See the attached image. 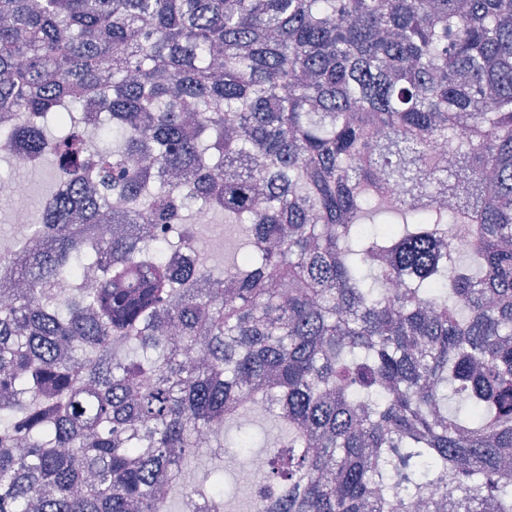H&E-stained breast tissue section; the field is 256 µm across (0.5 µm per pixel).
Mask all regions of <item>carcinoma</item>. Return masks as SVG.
Instances as JSON below:
<instances>
[{
  "instance_id": "obj_1",
  "label": "carcinoma",
  "mask_w": 512,
  "mask_h": 512,
  "mask_svg": "<svg viewBox=\"0 0 512 512\" xmlns=\"http://www.w3.org/2000/svg\"><path fill=\"white\" fill-rule=\"evenodd\" d=\"M0 115L56 159L0 257V512H226L256 405L252 512H512V0H0ZM198 223L208 224L203 226L200 231L201 245L208 257V263L221 264L224 261L225 248L232 247L235 243L232 230H229L224 236V215L221 213L212 214L210 223L208 213H202L198 217Z\"/></svg>"
}]
</instances>
